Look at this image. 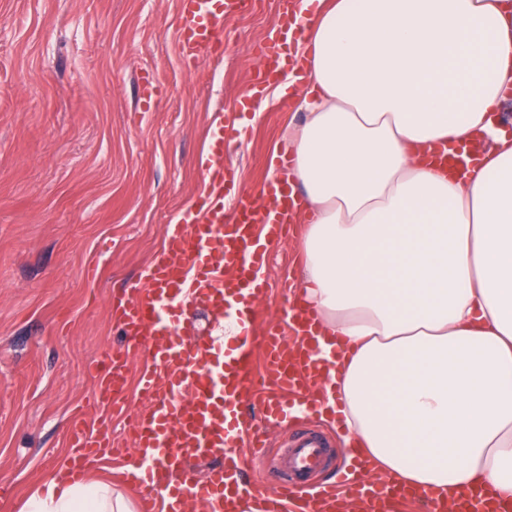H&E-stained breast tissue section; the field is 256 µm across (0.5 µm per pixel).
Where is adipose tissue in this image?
<instances>
[{
  "instance_id": "obj_1",
  "label": "adipose tissue",
  "mask_w": 512,
  "mask_h": 512,
  "mask_svg": "<svg viewBox=\"0 0 512 512\" xmlns=\"http://www.w3.org/2000/svg\"><path fill=\"white\" fill-rule=\"evenodd\" d=\"M298 290L372 477L512 499V0H301ZM480 136L462 172L428 153ZM59 466L20 512H134Z\"/></svg>"
}]
</instances>
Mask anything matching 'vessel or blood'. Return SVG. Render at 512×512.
I'll use <instances>...</instances> for the list:
<instances>
[{
  "label": "vessel or blood",
  "instance_id": "b4317fda",
  "mask_svg": "<svg viewBox=\"0 0 512 512\" xmlns=\"http://www.w3.org/2000/svg\"><path fill=\"white\" fill-rule=\"evenodd\" d=\"M295 0H275L277 22L257 46L260 69L249 107L288 66L295 39ZM251 0H179L178 40L184 60L198 51H224V21L247 11ZM225 125L214 126L203 162L205 190L196 203L166 225L164 240L126 293L113 297L109 315L128 338V351L105 350L89 363L94 383L93 415L78 414L67 429V476L83 479L91 461L136 455L119 477L138 496L139 512H397L413 503L425 512H512V502L487 490L461 489L452 506L431 494H406L395 482L363 483L353 472L322 480L336 435L319 430L320 398L328 360L318 344L310 311L295 289H281L279 323L268 327L261 310L267 298L268 257L295 226V209L285 183L266 184L259 202L240 199L224 209L233 177L224 151L233 142ZM206 313L236 328L227 343L216 338L185 342L181 329L190 316ZM143 354L137 390L143 403L128 410L127 354ZM249 404L256 416L244 417ZM122 416L131 432L123 440L112 423ZM285 425L284 453L272 455L269 432ZM217 466L199 474L207 458Z\"/></svg>",
  "mask_w": 512,
  "mask_h": 512
}]
</instances>
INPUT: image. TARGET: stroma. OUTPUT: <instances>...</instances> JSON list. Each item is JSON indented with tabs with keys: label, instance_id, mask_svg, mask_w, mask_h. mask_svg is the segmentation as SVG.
<instances>
[{
	"label": "stroma",
	"instance_id": "obj_1",
	"mask_svg": "<svg viewBox=\"0 0 512 512\" xmlns=\"http://www.w3.org/2000/svg\"><path fill=\"white\" fill-rule=\"evenodd\" d=\"M273 0L224 22V53L181 57L177 0H0V512L67 459L71 414L92 395L86 367L124 338L109 302L159 248L164 227L203 188L217 118L243 129L224 152L239 192L255 194L284 135L300 124L264 93L240 112ZM160 96L137 109L143 73ZM292 236L269 258L275 318L281 283L299 284Z\"/></svg>",
	"mask_w": 512,
	"mask_h": 512
}]
</instances>
